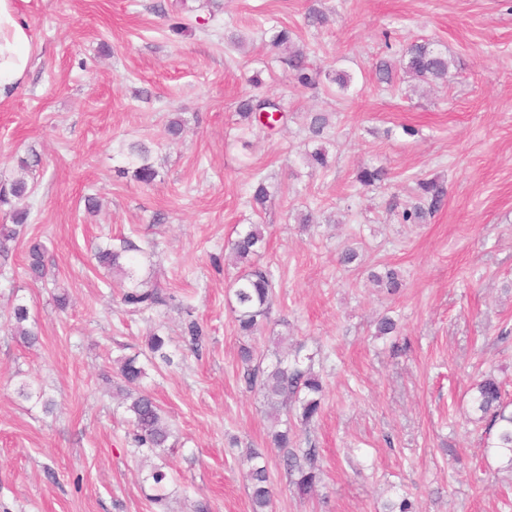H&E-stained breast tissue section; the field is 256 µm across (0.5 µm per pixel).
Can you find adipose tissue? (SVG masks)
<instances>
[{
	"label": "adipose tissue",
	"mask_w": 512,
	"mask_h": 512,
	"mask_svg": "<svg viewBox=\"0 0 512 512\" xmlns=\"http://www.w3.org/2000/svg\"><path fill=\"white\" fill-rule=\"evenodd\" d=\"M31 61L28 24L18 19L12 0H0V101L23 79Z\"/></svg>",
	"instance_id": "ef3b65f1"
}]
</instances>
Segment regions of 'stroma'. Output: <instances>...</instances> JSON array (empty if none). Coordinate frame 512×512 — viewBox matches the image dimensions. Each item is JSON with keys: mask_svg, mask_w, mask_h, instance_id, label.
Instances as JSON below:
<instances>
[{"mask_svg": "<svg viewBox=\"0 0 512 512\" xmlns=\"http://www.w3.org/2000/svg\"><path fill=\"white\" fill-rule=\"evenodd\" d=\"M12 5L31 27L33 58L0 102V186L21 177L30 193L0 273V315L26 304L40 341L0 328V512H195L201 500L211 512H251L239 457L265 447L272 421L240 350L270 368L281 332L323 380L322 411L299 431L323 474L300 498L270 456L272 512H382L403 492L415 512H512V471L486 456L485 426L468 419L482 373L512 403V0ZM311 7L326 24L308 25ZM280 26L293 30L316 85H298L271 49ZM413 42L448 54V85L378 82V60ZM339 69L352 76L345 93L328 79ZM255 95L277 97L287 113L275 134L239 120L238 102ZM312 112L329 115L325 170L302 161ZM173 119L184 122L177 138L166 130ZM133 141L150 149L153 185L119 173ZM363 167L389 178L361 185ZM261 177L277 191L256 211L248 189ZM420 178L443 182L444 204L403 223ZM307 213L314 223H301ZM251 224L264 228L256 262L276 288L262 330L242 336L228 304L240 270L229 243ZM121 235L152 246L141 275L166 304L121 305L117 276L93 258ZM31 238L53 256L40 282L24 269ZM347 248L357 258L343 266ZM387 268L401 274L393 295L368 279ZM385 313L399 335L375 337ZM191 319L207 332L196 352ZM157 331L174 353L144 381L172 432L158 456L133 446L112 383L116 359L146 354ZM25 380L54 400L52 414L18 397ZM158 464L171 476L160 505L146 479Z\"/></svg>", "mask_w": 512, "mask_h": 512, "instance_id": "35a3bbf8", "label": "stroma"}]
</instances>
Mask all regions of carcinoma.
Segmentation results:
<instances>
[{"label":"carcinoma","mask_w":512,"mask_h":512,"mask_svg":"<svg viewBox=\"0 0 512 512\" xmlns=\"http://www.w3.org/2000/svg\"><path fill=\"white\" fill-rule=\"evenodd\" d=\"M270 46L275 49L288 50L285 57L292 78L301 86H313L316 77L310 71L303 49L294 43L293 32L286 27L275 31ZM400 68L412 79L420 82H437L448 84L451 81L452 61L448 54L429 43L413 44L406 47L399 59ZM281 109L274 98H257L249 96L238 103L237 113L242 121L251 125L260 122V113ZM329 126V117L323 112L309 115V140L317 146L304 154V160L313 170L329 167L328 151L322 144L325 131ZM128 164L132 166L133 177L145 184H153L158 171L149 161V150L141 143L129 146ZM387 178V171L382 167H364L359 170L357 179L364 186H371ZM28 194L27 182L19 179L9 186L0 188V203L9 204L11 200H22ZM416 194L419 203L402 212L405 222L420 223L426 216L432 215L442 205L445 197L444 186L434 179L416 180ZM271 196L269 184L259 179L252 186L251 199L263 207ZM28 218V212L22 209L12 211L13 224H0V258L8 259L9 243L18 239L22 227ZM264 244V231L260 224H250L230 243L231 250L242 270L230 285L232 309L235 314L238 331L244 336L259 332L267 318L273 297L274 274L252 262ZM151 253L131 241L120 238L97 249L95 259L98 264L109 268L121 276L126 288L121 295V303L133 310L150 309L163 302L161 292L148 282L139 278L141 260H147ZM28 274L35 280L46 278L50 273V257L43 242L35 239L28 241L26 247ZM370 281L389 294L396 293L402 286L399 273L394 269L384 274H371ZM30 312L26 305L16 304L5 318L6 328L12 335L24 343L34 345L39 341L38 331L29 322ZM399 327L392 317L384 315L377 319L375 335L379 337L396 336ZM165 336L154 333L149 337L147 347L149 355L145 361L138 356L124 357L119 360L117 377L126 389L127 422L133 427V441L138 448H145L156 454L168 447L171 429L163 411L151 393L140 389L141 381L147 377L148 367L161 362L167 366L173 359L167 350ZM242 362L247 365L245 371L247 383L259 386L271 409L274 428L269 434L270 446L280 453L283 467L292 477V483L302 497L310 495L321 482V468L318 464V451L315 448L297 447L296 433L293 426L305 427L319 415L322 410L324 386L312 365H303L299 355L291 358L279 357L270 370L252 365L253 351L244 347L241 350ZM472 408L478 414V420H489V428L496 429L492 441L487 445V452L499 459L507 460V467L512 469V411H507L504 403L502 383L492 374H486L475 384ZM289 416L293 422H281L280 415ZM240 465L248 470L250 480L249 499L251 512H269L274 497V488L262 453L250 450L240 458ZM149 478L153 483L154 494L151 499L160 504L165 499V487L169 474L161 467H155Z\"/></svg>","instance_id":"carcinoma-1"}]
</instances>
